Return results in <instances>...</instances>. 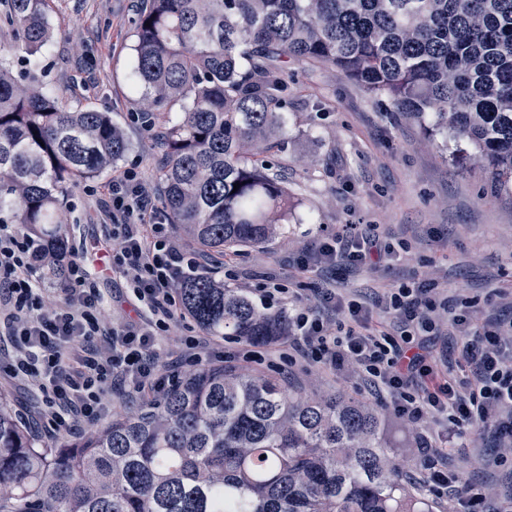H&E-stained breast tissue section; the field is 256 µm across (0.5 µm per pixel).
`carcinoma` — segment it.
<instances>
[{"label": "carcinoma", "instance_id": "1", "mask_svg": "<svg viewBox=\"0 0 512 512\" xmlns=\"http://www.w3.org/2000/svg\"><path fill=\"white\" fill-rule=\"evenodd\" d=\"M22 78L0 67V222L69 251L59 195L121 158L107 112L73 109L33 57L53 37L51 0H3ZM134 88L164 127L162 207L206 248L262 246L288 223V193L259 155L278 147L290 60L329 63L399 112L478 151L512 193V0H144ZM239 188H234V185ZM213 336L288 335L212 277L180 289ZM0 512H436L392 461L377 411L336 394H289L272 377L214 367L158 404L59 448L37 446L0 399Z\"/></svg>", "mask_w": 512, "mask_h": 512}]
</instances>
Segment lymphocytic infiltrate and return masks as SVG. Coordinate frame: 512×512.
Masks as SVG:
<instances>
[{"instance_id":"1","label":"lymphocytic infiltrate","mask_w":512,"mask_h":512,"mask_svg":"<svg viewBox=\"0 0 512 512\" xmlns=\"http://www.w3.org/2000/svg\"><path fill=\"white\" fill-rule=\"evenodd\" d=\"M107 195L101 220L111 240L102 261L139 302L132 317L109 316L89 257L69 261L64 298L46 307L49 287L35 265L50 256L49 247L23 225L0 223V337H11L16 347L11 360L0 363V373L36 388L54 433L78 421L97 423L112 380L126 383L139 400L157 401L180 383L183 365L202 363L190 339L170 365H160L156 353L157 338L168 332L170 320L185 316L178 287L198 277L199 254L176 246L167 224L154 220L133 169L113 176ZM377 252L376 240L360 233L322 240L317 259L363 263ZM428 305L422 288L392 296L390 307L405 325L398 336L368 332V312L353 303L346 327L337 331L302 308L289 318L288 347L338 371L355 365L372 393L389 396L398 417L418 423L440 415L452 432L489 426L512 444V332L498 322L474 328L466 316H456L463 330L460 355L473 378L443 382L420 342L430 330ZM419 465L435 495L455 491L464 481L440 461L429 441L421 443Z\"/></svg>"}]
</instances>
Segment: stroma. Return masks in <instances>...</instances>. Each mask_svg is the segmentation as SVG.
<instances>
[{"label": "stroma", "instance_id": "stroma-1", "mask_svg": "<svg viewBox=\"0 0 512 512\" xmlns=\"http://www.w3.org/2000/svg\"><path fill=\"white\" fill-rule=\"evenodd\" d=\"M60 20L57 35L41 62L48 84L74 108L109 112L128 142L112 168L71 183L61 195L69 219L71 248L96 252L107 242L101 206L113 175L135 169L154 195H161L158 160L162 140L139 120L143 108L131 74L135 61V22L142 0H53ZM288 98L283 109L284 147L268 155L274 173L285 179L289 222L262 247L216 252L198 246L184 230L171 227L175 241L198 250L205 267L221 263L230 285L256 299L266 277H274L331 325L344 322L334 302L359 304L371 312L372 328L393 335L404 329L384 304L397 288L432 284L438 306L429 347L447 376L463 380L471 372L459 359L455 315L512 322V196L494 194L482 160L471 145L431 133L434 113L417 119L394 111L390 101L373 97L344 79L329 64H288ZM309 101L323 109H306ZM366 225L392 259L352 264L304 265L302 255L325 237ZM331 301H323V294ZM203 345L208 363H230L257 375L281 379L290 393L307 397L341 393L383 415L391 454L407 476L420 478L412 457L420 437L445 438L442 421L416 425L398 418L389 398L373 399L355 370L343 374L288 360L284 340L262 345V360L241 356L242 343L212 336L199 327H176ZM448 467L483 489L488 512H501L512 500V456L489 431L466 436L448 451Z\"/></svg>", "mask_w": 512, "mask_h": 512}]
</instances>
